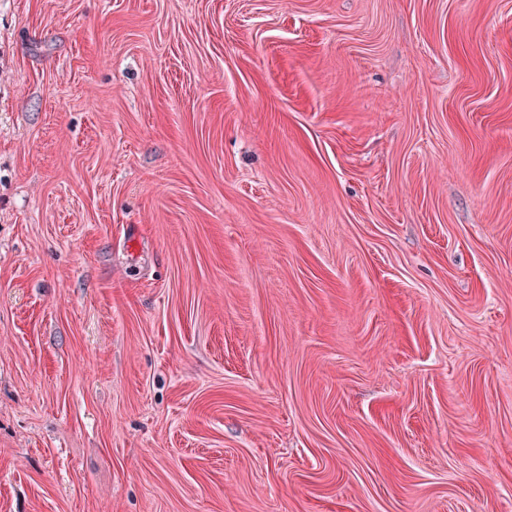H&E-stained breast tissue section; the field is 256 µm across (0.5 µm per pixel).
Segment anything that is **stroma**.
<instances>
[{
    "instance_id": "stroma-1",
    "label": "stroma",
    "mask_w": 512,
    "mask_h": 512,
    "mask_svg": "<svg viewBox=\"0 0 512 512\" xmlns=\"http://www.w3.org/2000/svg\"><path fill=\"white\" fill-rule=\"evenodd\" d=\"M0 512H512V0H0Z\"/></svg>"
}]
</instances>
